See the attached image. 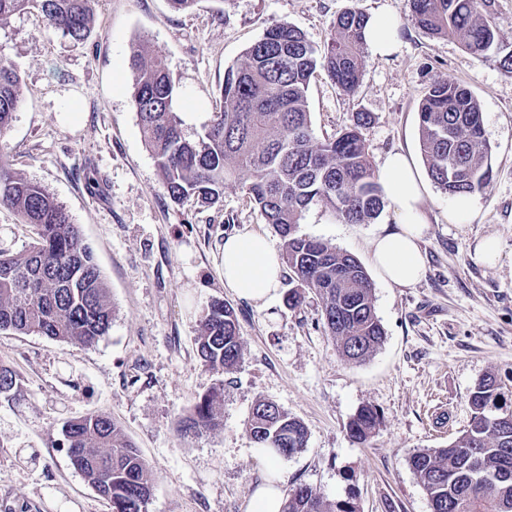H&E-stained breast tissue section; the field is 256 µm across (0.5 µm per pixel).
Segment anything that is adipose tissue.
I'll use <instances>...</instances> for the list:
<instances>
[{"instance_id":"ef3b65f1","label":"adipose tissue","mask_w":512,"mask_h":512,"mask_svg":"<svg viewBox=\"0 0 512 512\" xmlns=\"http://www.w3.org/2000/svg\"><path fill=\"white\" fill-rule=\"evenodd\" d=\"M378 175L397 227L373 239V263L387 281L399 286L418 283L425 273L421 242L428 226L419 174L405 153L393 152L383 160ZM281 272L280 256L263 234L225 237L224 285L238 297L269 303L277 293Z\"/></svg>"}]
</instances>
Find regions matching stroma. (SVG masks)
Wrapping results in <instances>:
<instances>
[{"label":"stroma","mask_w":512,"mask_h":512,"mask_svg":"<svg viewBox=\"0 0 512 512\" xmlns=\"http://www.w3.org/2000/svg\"><path fill=\"white\" fill-rule=\"evenodd\" d=\"M356 8L390 13L397 47L366 52L354 95L324 72L308 103L318 138L338 136L357 113L374 164L399 150L419 165L429 226L421 282L383 280L371 242L395 226L391 207L372 223L348 224L310 206L299 234L355 256L367 270L383 345L354 364L323 328L322 302L306 294L287 308L261 305L224 286V238L258 232L282 239L234 182L213 204H175L146 148L133 102L130 57L149 43L176 84L173 109L186 136L212 119L225 70L267 28L289 23L323 47L336 16ZM0 57L19 72L22 103L0 153L69 211L110 290L115 317L86 348L42 336L0 333V367L15 384L0 392V512H112L59 445L72 417L104 412L147 460L149 512H248L250 493L275 469L281 489L317 488L354 499L360 512H431L409 466L418 449L442 448L469 428V396L486 375L512 395V74L496 55L478 59L459 40L418 28L407 0H198L175 11L169 0H96L87 38L76 42L25 10L0 23ZM466 85L478 100L493 148L492 181L476 194L469 224L448 221V195L421 163L417 104L438 77ZM498 235L496 266L476 263L477 238ZM238 318L244 355L233 371L204 366L197 321L212 299ZM224 386L222 423L200 435L179 422L196 398ZM305 424L306 448L274 458L250 438L257 399ZM364 406L382 422L367 443L346 425Z\"/></svg>","instance_id":"1"}]
</instances>
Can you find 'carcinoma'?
<instances>
[{
	"mask_svg": "<svg viewBox=\"0 0 512 512\" xmlns=\"http://www.w3.org/2000/svg\"><path fill=\"white\" fill-rule=\"evenodd\" d=\"M411 18L427 33L454 37L477 58L494 47L491 0H408ZM36 9L47 24L74 41L85 39L93 20L92 0H0V23ZM368 16L356 9L337 15L324 49L314 47L291 24H277L245 50L243 63L224 73L218 111L202 132L188 138L172 110L175 83L146 48L131 58L134 107L146 147L176 204L214 203L224 185H241L266 223L284 241L283 262L291 271L284 303L299 307L307 293L323 304V324L341 356L365 361L386 332L374 306L370 277L352 255L320 239L300 235L305 211L319 204L350 224L376 219L385 204L383 188L359 128L318 139L307 93L323 70L346 95L359 86L367 47ZM21 102V78L0 59V136L10 128ZM419 146L434 184L450 197L482 193L492 179V148L483 134L482 112L465 85L438 78L418 104ZM36 228V239L19 254L0 249V333L45 336L90 347L108 335L114 318L109 288L65 206L41 185L11 168L0 156V206ZM197 352L216 372L235 369L243 341L234 309L212 300L202 309ZM493 374L471 392L470 428L445 448L418 450L409 465L432 512H512V410ZM224 384L214 386L180 421L182 431L200 434L221 425ZM380 424L372 407L347 423L350 437L364 443ZM252 440L268 453L288 458L307 446L304 423L269 400L256 401L248 423ZM61 445L86 482L98 487L112 512H149V465L105 413L66 421ZM282 512H359L356 502L329 500L306 484L289 489Z\"/></svg>",
	"mask_w": 512,
	"mask_h": 512,
	"instance_id": "1",
	"label": "carcinoma"
}]
</instances>
